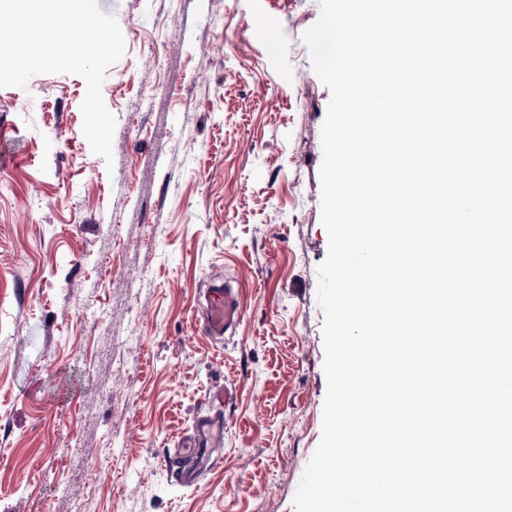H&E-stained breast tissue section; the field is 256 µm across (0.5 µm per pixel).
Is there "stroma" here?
Listing matches in <instances>:
<instances>
[{"instance_id": "1", "label": "stroma", "mask_w": 512, "mask_h": 512, "mask_svg": "<svg viewBox=\"0 0 512 512\" xmlns=\"http://www.w3.org/2000/svg\"><path fill=\"white\" fill-rule=\"evenodd\" d=\"M97 4L126 45L113 165L81 77L0 88V512H295L327 388L320 0ZM224 384V445L179 485L160 460ZM242 315L239 288L225 283L214 285L207 296L206 323L210 336H223L232 331Z\"/></svg>"}]
</instances>
